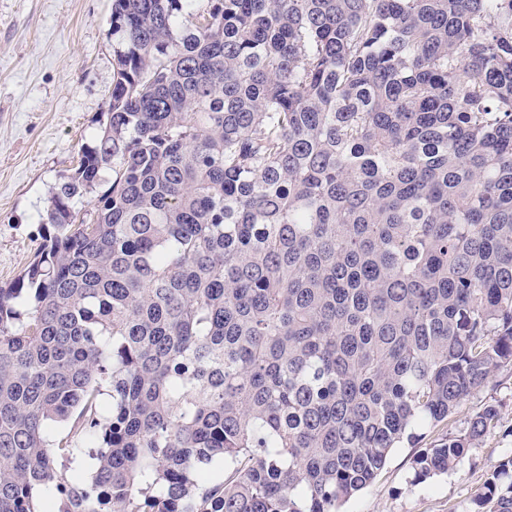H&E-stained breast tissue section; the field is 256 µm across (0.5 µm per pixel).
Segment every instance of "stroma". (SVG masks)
Wrapping results in <instances>:
<instances>
[{
	"label": "stroma",
	"instance_id": "35a3bbf8",
	"mask_svg": "<svg viewBox=\"0 0 512 512\" xmlns=\"http://www.w3.org/2000/svg\"><path fill=\"white\" fill-rule=\"evenodd\" d=\"M112 0H0V284L39 250V216L60 176L92 144L112 91ZM496 424L456 471L413 483L417 450L464 430L486 405ZM512 456V369L466 397L447 421L393 449L341 512H463Z\"/></svg>",
	"mask_w": 512,
	"mask_h": 512
}]
</instances>
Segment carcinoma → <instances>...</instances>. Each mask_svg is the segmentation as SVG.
I'll use <instances>...</instances> for the list:
<instances>
[{
	"label": "carcinoma",
	"mask_w": 512,
	"mask_h": 512,
	"mask_svg": "<svg viewBox=\"0 0 512 512\" xmlns=\"http://www.w3.org/2000/svg\"><path fill=\"white\" fill-rule=\"evenodd\" d=\"M111 24L100 131L0 286V512H337L512 367V0ZM509 473L465 512H512Z\"/></svg>",
	"instance_id": "obj_1"
}]
</instances>
